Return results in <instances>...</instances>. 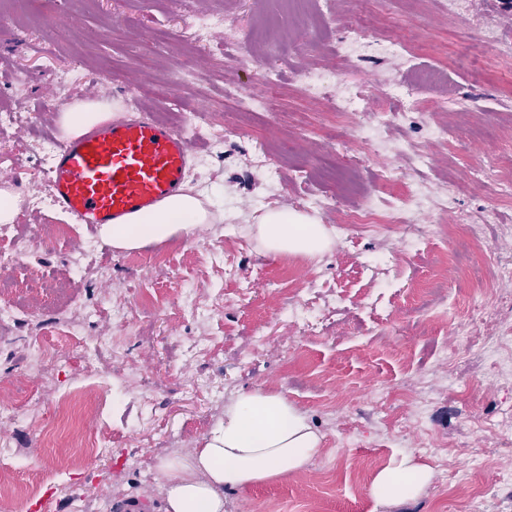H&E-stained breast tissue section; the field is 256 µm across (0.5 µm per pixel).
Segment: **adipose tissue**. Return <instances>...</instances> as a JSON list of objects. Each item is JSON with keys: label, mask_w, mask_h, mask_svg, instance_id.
I'll use <instances>...</instances> for the list:
<instances>
[{"label": "adipose tissue", "mask_w": 512, "mask_h": 512, "mask_svg": "<svg viewBox=\"0 0 512 512\" xmlns=\"http://www.w3.org/2000/svg\"><path fill=\"white\" fill-rule=\"evenodd\" d=\"M114 105L81 101L62 114L66 134L78 136L110 119ZM212 202L202 194L180 193L128 224H106L101 235L114 249L138 250L197 226L215 223ZM261 248L274 255L317 258L333 238L325 225L297 212L267 210L256 226ZM323 437L308 417L280 392L257 386L224 403V413L182 457L161 464L165 512H224L225 489H245L307 466ZM432 469L410 453L393 457L373 478L369 493L384 506L415 499L430 485Z\"/></svg>", "instance_id": "1"}]
</instances>
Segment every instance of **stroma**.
<instances>
[{"label":"stroma","instance_id":"stroma-1","mask_svg":"<svg viewBox=\"0 0 512 512\" xmlns=\"http://www.w3.org/2000/svg\"><path fill=\"white\" fill-rule=\"evenodd\" d=\"M201 13L223 17L208 43L192 25ZM354 24L372 38L394 31L422 38L420 68L441 70L465 109L447 115L454 135L427 137L435 97L419 88L423 108L406 112L385 98L409 80L401 56L338 57L334 48ZM255 29L252 41L239 32ZM497 44H488L487 31ZM512 0H53L49 18L29 0H0V112L22 121L0 127V172L14 174L16 219L29 251L0 267L29 307L23 325L0 326V512L26 507L54 490L52 512H113L116 500L162 512L164 460L186 454L221 417L224 402L258 385L287 392L325 436L302 471L244 490L224 492V512H438L440 503L475 502L478 512H512V375H500L478 346L460 350L454 366L433 358L430 342L459 348L452 332L468 316L477 270L462 271L453 247L429 238L419 250L402 243L400 225L337 235L330 252L310 259L275 256L249 234L266 208L295 210L334 225L335 214L308 208L316 191L343 208L370 198L387 203L411 181L434 196L451 195L447 215H415V224L456 223L479 215L485 239L472 261L489 253L512 260V200L475 187L486 157L512 167ZM115 68L116 82L86 81L58 95L73 67ZM284 83L270 95L264 69ZM332 69L363 95L362 107L337 120L331 101L304 97L308 73ZM167 81L174 92L140 105L161 122L177 121L190 100L206 138L195 145L185 188L213 190L219 224L139 250L99 242L90 276H77L76 241L49 230L55 209L41 138L77 101L124 104L125 88ZM272 99L268 112L237 113L232 96ZM387 116V146L374 151L363 129ZM236 122L240 135L209 152L207 142ZM69 278L90 315L80 336L59 323L62 298L30 291L28 281ZM192 302H185L184 294ZM319 319L305 332L291 294ZM481 336H512V284L484 290ZM44 343L70 362L59 377L27 369L29 348ZM97 348L112 369L108 385L86 373L78 343ZM39 406L16 414L29 392ZM410 452L433 479L415 500L377 504L368 487L392 457ZM137 456L146 471L129 469ZM472 473L449 488L445 466Z\"/></svg>","mask_w":512,"mask_h":512}]
</instances>
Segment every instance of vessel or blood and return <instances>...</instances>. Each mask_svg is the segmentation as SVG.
<instances>
[{
  "label": "vessel or blood",
  "instance_id": "b4317fda",
  "mask_svg": "<svg viewBox=\"0 0 512 512\" xmlns=\"http://www.w3.org/2000/svg\"><path fill=\"white\" fill-rule=\"evenodd\" d=\"M193 145L133 108L128 117L63 138L49 167L55 205L91 231L129 222L182 190Z\"/></svg>",
  "mask_w": 512,
  "mask_h": 512
}]
</instances>
